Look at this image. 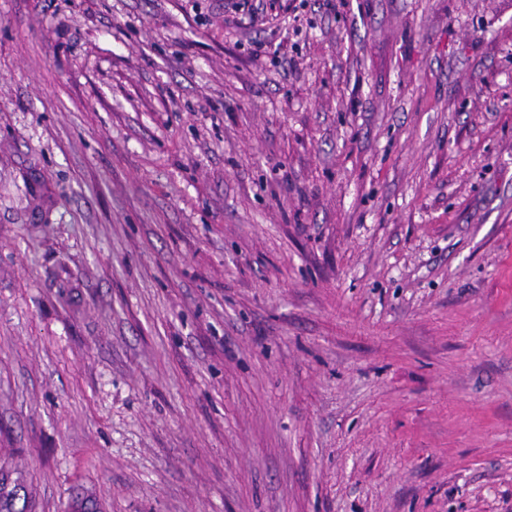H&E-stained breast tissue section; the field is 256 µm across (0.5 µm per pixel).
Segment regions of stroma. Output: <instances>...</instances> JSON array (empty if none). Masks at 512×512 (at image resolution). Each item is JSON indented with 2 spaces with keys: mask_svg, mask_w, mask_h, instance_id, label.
<instances>
[{
  "mask_svg": "<svg viewBox=\"0 0 512 512\" xmlns=\"http://www.w3.org/2000/svg\"><path fill=\"white\" fill-rule=\"evenodd\" d=\"M1 466L512 512V0H0Z\"/></svg>",
  "mask_w": 512,
  "mask_h": 512,
  "instance_id": "stroma-1",
  "label": "stroma"
}]
</instances>
